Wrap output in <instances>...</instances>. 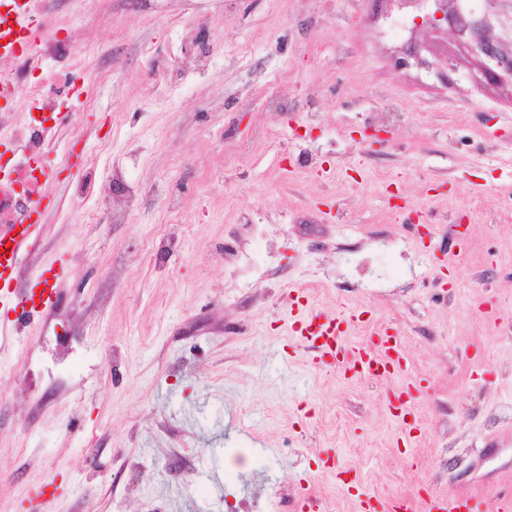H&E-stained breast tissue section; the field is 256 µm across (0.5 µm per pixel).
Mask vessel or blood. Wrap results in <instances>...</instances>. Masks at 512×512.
<instances>
[{
	"instance_id": "obj_1",
	"label": "vessel or blood",
	"mask_w": 512,
	"mask_h": 512,
	"mask_svg": "<svg viewBox=\"0 0 512 512\" xmlns=\"http://www.w3.org/2000/svg\"><path fill=\"white\" fill-rule=\"evenodd\" d=\"M6 15L12 16L18 35L25 40L27 49H34L41 27L30 0H0ZM31 245L30 225H0V279L5 274L21 269L22 255ZM361 313L343 311L328 315L310 304H297L291 326L293 335L305 345L318 348L322 356L336 360L347 371L381 378L401 369L405 362L399 336L377 329V338L355 347L347 346L345 338L349 327L360 322ZM364 512H419L420 504L412 496L372 503L364 500Z\"/></svg>"
}]
</instances>
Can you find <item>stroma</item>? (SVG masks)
Returning <instances> with one entry per match:
<instances>
[{
	"mask_svg": "<svg viewBox=\"0 0 512 512\" xmlns=\"http://www.w3.org/2000/svg\"><path fill=\"white\" fill-rule=\"evenodd\" d=\"M377 9L58 0L43 24L81 44L90 104L60 107L80 134L47 137L50 204L11 283L48 277L57 303L0 349V512L43 492L51 512L512 495V79L470 35H391ZM470 17L512 46V0ZM392 103L385 143L359 140ZM106 194L111 223L80 220ZM300 289L364 312L349 344L394 328L404 369L315 361Z\"/></svg>",
	"mask_w": 512,
	"mask_h": 512,
	"instance_id": "obj_1",
	"label": "stroma"
}]
</instances>
